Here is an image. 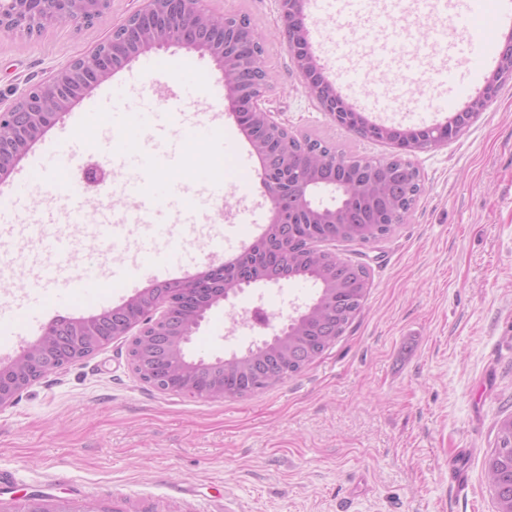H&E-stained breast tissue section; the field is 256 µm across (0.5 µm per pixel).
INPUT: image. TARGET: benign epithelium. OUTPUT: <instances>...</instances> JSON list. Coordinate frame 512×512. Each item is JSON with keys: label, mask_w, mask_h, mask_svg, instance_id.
I'll return each mask as SVG.
<instances>
[{"label": "benign epithelium", "mask_w": 512, "mask_h": 512, "mask_svg": "<svg viewBox=\"0 0 512 512\" xmlns=\"http://www.w3.org/2000/svg\"><path fill=\"white\" fill-rule=\"evenodd\" d=\"M110 0H0V31L22 32L28 36L58 25H89L109 6ZM305 0H278L283 34L294 68L305 92L323 111L349 131L365 123L354 105L344 101L336 84L325 79L310 42ZM218 13L201 7V0H142V6L112 27L110 34L93 51L56 69L49 77L31 84L9 106L0 107V126L8 123L20 132L11 144H0V175L10 173L48 128L70 111L84 94L108 81L132 59L151 52L178 47L209 56L224 82L227 110L246 135L261 164L260 182L271 204L268 229L288 242V225L301 215L310 224H343L344 206H324L314 199V189L327 183L324 172L309 169L302 184L280 183L270 174L278 162L279 135L297 132L276 118L267 107L270 81L256 66L261 48L257 28L241 15L224 16L220 22L207 21ZM512 78V33L505 53L487 77L481 93L456 114L461 126L478 118L505 81ZM401 165L410 167L407 155L416 151L414 130L399 135ZM90 187L106 183L102 165L90 162L82 168ZM188 288H207L210 305L197 308L188 298L172 302L175 283H155L133 297L138 313H131L129 301L102 313L64 317L48 324L42 334L9 362L0 364V410L11 406L17 395L49 372L76 363L108 346L118 336H136L137 355L131 361L135 375L143 382H157L163 393L185 395L202 401H222L230 395L224 389V368L249 366L250 373L273 377L293 328L308 318L321 300L295 309L280 322L278 331L243 355L228 358H194L186 345L199 331L208 311L232 299L247 282L224 284V265H210L182 280Z\"/></svg>", "instance_id": "7a95c632"}]
</instances>
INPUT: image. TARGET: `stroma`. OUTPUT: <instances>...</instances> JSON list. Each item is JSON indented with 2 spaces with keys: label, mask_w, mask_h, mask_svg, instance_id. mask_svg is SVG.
Instances as JSON below:
<instances>
[{
  "label": "stroma",
  "mask_w": 512,
  "mask_h": 512,
  "mask_svg": "<svg viewBox=\"0 0 512 512\" xmlns=\"http://www.w3.org/2000/svg\"><path fill=\"white\" fill-rule=\"evenodd\" d=\"M467 0H376L386 28L353 29L348 16L309 13L313 50L326 74L352 84L369 113L385 125L424 128L447 121L441 106L451 83L430 84L420 104H394L390 80L373 64L377 40L414 43L438 25L447 33L429 53L395 71L422 81L445 67L466 76L469 29L495 38L493 12L466 15ZM141 0H111L92 24L51 27L27 37L0 33V102L11 103L31 82L66 61L88 55ZM204 8L246 12L265 35L274 77L272 108L300 133L353 153L390 157L393 145L340 127L304 92L285 41L276 0H203ZM355 42L350 59L342 46ZM160 73L132 60L51 127L80 177L84 141L64 136L87 105L106 113L178 105L188 114L223 112L224 84L209 57L170 48ZM196 79L186 83L184 70ZM213 141L223 148L225 215L175 229L179 277L209 265L214 242L236 223L232 243L248 247L267 226L270 202L258 176H245L239 154L252 148L225 115ZM425 184L414 211L389 238L363 247L338 243L342 256L367 263L372 288L361 313L334 345L298 376L242 399L199 401L157 391L140 381L128 340L45 375L0 411V512H22L28 496L45 493L72 512H494L482 471L495 446L496 422L512 412V82L447 144L412 154ZM74 267L107 269L131 261L148 238L130 229L119 247L83 230ZM17 264L0 301L28 297L27 270L37 241L11 242ZM311 282L246 288L233 307L212 309L189 349L205 357L243 353L272 335L281 315L310 302ZM272 316L256 325L255 308Z\"/></svg>",
  "instance_id": "obj_1"
}]
</instances>
